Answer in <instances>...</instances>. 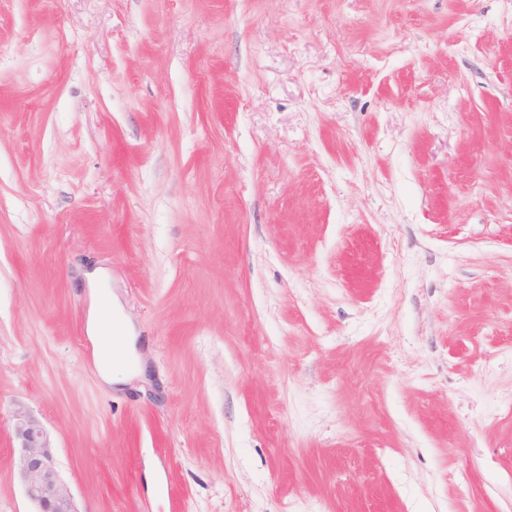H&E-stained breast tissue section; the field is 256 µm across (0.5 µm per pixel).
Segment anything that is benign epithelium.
Instances as JSON below:
<instances>
[{"label": "benign epithelium", "instance_id": "7a95c632", "mask_svg": "<svg viewBox=\"0 0 512 512\" xmlns=\"http://www.w3.org/2000/svg\"><path fill=\"white\" fill-rule=\"evenodd\" d=\"M16 441V475L36 512H80L76 499L62 478L52 453L50 436L27 408L12 414Z\"/></svg>", "mask_w": 512, "mask_h": 512}]
</instances>
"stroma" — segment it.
Here are the masks:
<instances>
[{
	"label": "stroma",
	"mask_w": 512,
	"mask_h": 512,
	"mask_svg": "<svg viewBox=\"0 0 512 512\" xmlns=\"http://www.w3.org/2000/svg\"><path fill=\"white\" fill-rule=\"evenodd\" d=\"M18 405L80 512H512V0H0V512ZM104 275L105 273L100 269H93L86 274L90 301L86 333L93 348L96 373L103 384L112 388L113 384L119 386L125 382L124 376L127 372L99 356V350L103 346L112 345V340H117L120 337L118 328L114 323L112 325V315L120 318V312L113 308L112 298L103 297L96 288ZM126 326L127 324L123 322V335L117 345L130 352V347H133L134 344V337L127 336Z\"/></svg>",
	"instance_id": "1"
}]
</instances>
